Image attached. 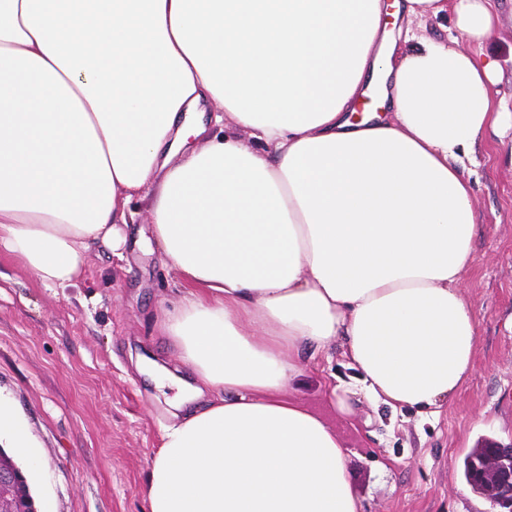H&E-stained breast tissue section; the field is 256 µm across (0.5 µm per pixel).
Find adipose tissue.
I'll return each mask as SVG.
<instances>
[{
	"mask_svg": "<svg viewBox=\"0 0 512 512\" xmlns=\"http://www.w3.org/2000/svg\"><path fill=\"white\" fill-rule=\"evenodd\" d=\"M384 9L0 0V248L64 287L143 201L183 285L157 329L211 398L163 428L148 512H361L342 438L287 393L303 349L342 347L395 409L437 413L472 372L459 163L500 118L498 66ZM454 16L495 33L491 0Z\"/></svg>",
	"mask_w": 512,
	"mask_h": 512,
	"instance_id": "1",
	"label": "adipose tissue"
}]
</instances>
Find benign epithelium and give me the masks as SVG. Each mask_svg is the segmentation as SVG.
<instances>
[{"label":"benign epithelium","instance_id":"obj_1","mask_svg":"<svg viewBox=\"0 0 512 512\" xmlns=\"http://www.w3.org/2000/svg\"><path fill=\"white\" fill-rule=\"evenodd\" d=\"M475 491L500 512H512V444L491 449L478 447ZM0 512H36L23 469L0 449Z\"/></svg>","mask_w":512,"mask_h":512}]
</instances>
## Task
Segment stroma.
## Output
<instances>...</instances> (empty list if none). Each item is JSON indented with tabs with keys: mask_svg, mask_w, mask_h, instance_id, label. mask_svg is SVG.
<instances>
[{
	"mask_svg": "<svg viewBox=\"0 0 512 512\" xmlns=\"http://www.w3.org/2000/svg\"><path fill=\"white\" fill-rule=\"evenodd\" d=\"M500 66L494 106L512 112V0H493ZM475 196L474 263L461 284L477 322L473 371L438 416L392 410L361 390L342 353L325 367L305 358L289 396L341 435L364 512H497L460 475L481 439L512 443V132L486 130L466 162ZM120 253L100 244L82 277L41 285L0 253V397L28 428L36 457L27 477L35 501L56 512H147L145 486L162 428L193 378L156 324L179 281L147 240L134 203ZM348 388L351 414L332 409L324 375Z\"/></svg>",
	"mask_w": 512,
	"mask_h": 512,
	"instance_id": "stroma-1",
	"label": "stroma"
}]
</instances>
